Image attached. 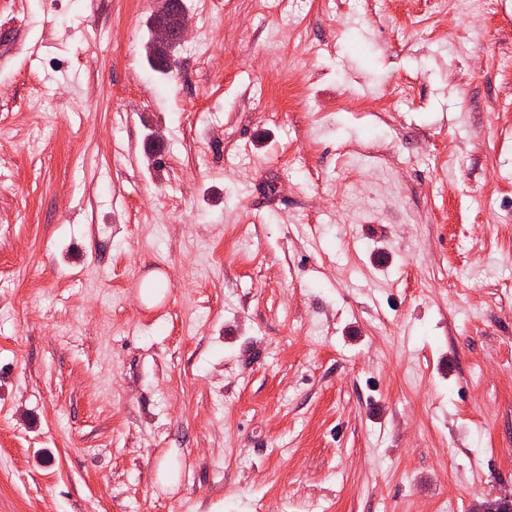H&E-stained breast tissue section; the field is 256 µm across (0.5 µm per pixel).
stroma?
I'll list each match as a JSON object with an SVG mask.
<instances>
[{
	"mask_svg": "<svg viewBox=\"0 0 512 512\" xmlns=\"http://www.w3.org/2000/svg\"><path fill=\"white\" fill-rule=\"evenodd\" d=\"M185 3L0 0V512L512 494V0Z\"/></svg>",
	"mask_w": 512,
	"mask_h": 512,
	"instance_id": "1",
	"label": "stroma"
}]
</instances>
